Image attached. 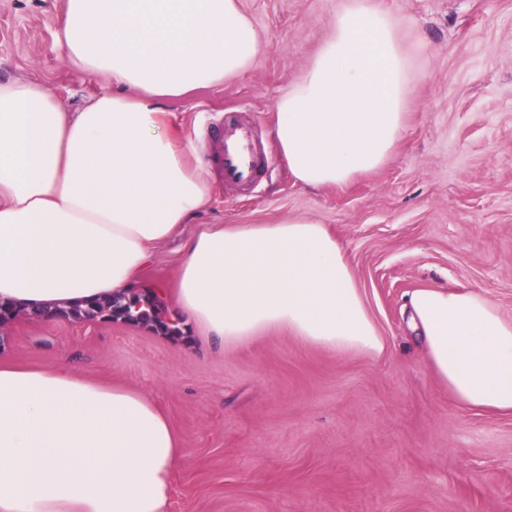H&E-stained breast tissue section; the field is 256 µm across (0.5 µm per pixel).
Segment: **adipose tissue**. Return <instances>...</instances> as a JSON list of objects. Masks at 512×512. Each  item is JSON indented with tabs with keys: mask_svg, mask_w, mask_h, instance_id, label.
<instances>
[{
	"mask_svg": "<svg viewBox=\"0 0 512 512\" xmlns=\"http://www.w3.org/2000/svg\"><path fill=\"white\" fill-rule=\"evenodd\" d=\"M86 82L66 111L43 83L0 80V304L15 312L124 296L156 247L183 241L171 323L240 346L270 329L382 354L327 225L199 224L204 163L169 102L244 72L263 38L239 0H64L54 32ZM422 39L377 0H339L331 32L275 104L296 184L334 189L384 166L402 137ZM405 309L459 405L512 415V319L474 290L419 288ZM180 441L148 392L0 358V512H166Z\"/></svg>",
	"mask_w": 512,
	"mask_h": 512,
	"instance_id": "ef3b65f1",
	"label": "adipose tissue"
}]
</instances>
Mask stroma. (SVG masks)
Masks as SVG:
<instances>
[{"label": "stroma", "mask_w": 512, "mask_h": 512, "mask_svg": "<svg viewBox=\"0 0 512 512\" xmlns=\"http://www.w3.org/2000/svg\"><path fill=\"white\" fill-rule=\"evenodd\" d=\"M338 0H240L266 44L223 86L173 102L199 158L214 129L247 124L263 143L250 190L210 170L201 224L310 217L347 251L381 355L307 345L281 329L218 347L176 345L105 316L0 330L15 363L59 365L150 392L181 443L167 512H512V415L463 408L429 370L402 317L413 290H476L512 318V0H381L413 61V110L382 168L310 191L274 139V105L330 32ZM60 0H0V78L45 83L68 109L98 92L54 43ZM178 243L160 246L143 285L172 287Z\"/></svg>", "instance_id": "stroma-1"}]
</instances>
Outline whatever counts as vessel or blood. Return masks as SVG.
Returning a JSON list of instances; mask_svg holds the SVG:
<instances>
[{
    "label": "vessel or blood",
    "instance_id": "vessel-or-blood-1",
    "mask_svg": "<svg viewBox=\"0 0 512 512\" xmlns=\"http://www.w3.org/2000/svg\"><path fill=\"white\" fill-rule=\"evenodd\" d=\"M214 162L225 182L237 185L253 183L262 162L257 140L248 128H221L216 132Z\"/></svg>",
    "mask_w": 512,
    "mask_h": 512
}]
</instances>
